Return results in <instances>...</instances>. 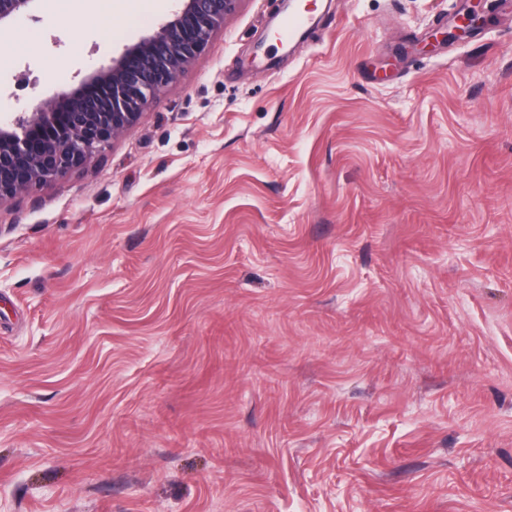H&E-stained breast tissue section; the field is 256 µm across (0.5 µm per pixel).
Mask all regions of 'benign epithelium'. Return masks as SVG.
<instances>
[{
	"instance_id": "7a95c632",
	"label": "benign epithelium",
	"mask_w": 512,
	"mask_h": 512,
	"mask_svg": "<svg viewBox=\"0 0 512 512\" xmlns=\"http://www.w3.org/2000/svg\"><path fill=\"white\" fill-rule=\"evenodd\" d=\"M37 0H0V25L28 12ZM241 0H176L155 33L126 48L112 66L85 77L81 92H63L33 112L0 121V202L53 182L102 152L142 116L205 50ZM474 0L447 38L481 27Z\"/></svg>"
}]
</instances>
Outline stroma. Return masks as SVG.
I'll return each mask as SVG.
<instances>
[{
	"mask_svg": "<svg viewBox=\"0 0 512 512\" xmlns=\"http://www.w3.org/2000/svg\"><path fill=\"white\" fill-rule=\"evenodd\" d=\"M305 2L0 203V512H512V0ZM75 3L0 27V116L174 6ZM84 3L85 8L94 13L100 20L104 22H112L114 9L117 2H124L127 8L139 5L142 1H122V0H80ZM471 1H474L473 5L457 19L452 31L446 33L447 39H458L468 36L481 27L483 23L481 3L486 2V0Z\"/></svg>",
	"mask_w": 512,
	"mask_h": 512,
	"instance_id": "stroma-1",
	"label": "stroma"
}]
</instances>
